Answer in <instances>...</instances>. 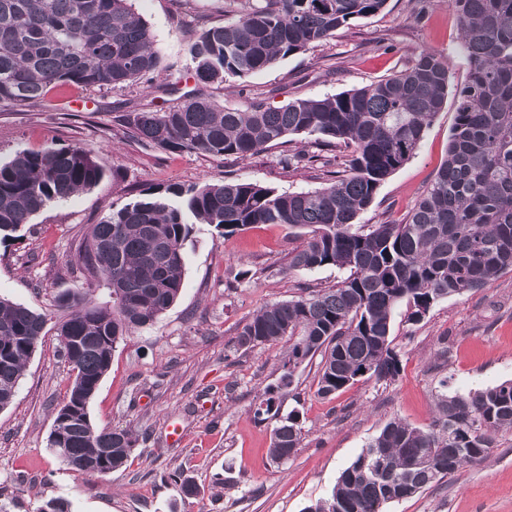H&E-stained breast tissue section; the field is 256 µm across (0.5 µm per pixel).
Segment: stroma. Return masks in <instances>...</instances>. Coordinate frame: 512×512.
I'll use <instances>...</instances> for the list:
<instances>
[{
  "label": "stroma",
  "mask_w": 512,
  "mask_h": 512,
  "mask_svg": "<svg viewBox=\"0 0 512 512\" xmlns=\"http://www.w3.org/2000/svg\"><path fill=\"white\" fill-rule=\"evenodd\" d=\"M254 0H133L159 53L158 82L199 90L224 107L245 109L251 97L280 107L370 85L411 65L427 49L448 63L449 96L415 155L379 188L357 224L401 222L445 161L456 116L455 92L467 79L459 22L448 0H388L384 10L351 22L307 51L221 85L198 84L189 47L201 26H221ZM171 95L137 84L114 90L81 87L50 92L24 108L0 107V160L15 151L77 144L96 156L106 175L94 188L36 215L20 239L0 241V296L53 313L57 295L81 287L75 249L112 210L143 190L178 183L223 182L225 175L277 191L321 187L315 170L284 169L289 147L314 151L295 137L243 160L144 147L123 136L121 117ZM306 241L281 224H257L224 236L195 225L184 244V286L153 325L126 338L89 406L98 428L146 433L126 467L100 479L67 469L48 448L54 410L73 381L55 333L32 354L13 404L0 411V512H34L62 497L73 512H304L327 498L340 473L383 426L398 418L428 428L436 396L512 380V271L482 288L435 302L418 321L399 306L391 346L400 360L390 380L365 377L330 399L317 396L318 363L295 372L282 412L298 409L303 442L281 465L269 457L272 422L253 417L265 388L277 386L289 343L240 348L236 336L260 308L291 299L305 286L331 288L346 276L328 266L287 271L289 252ZM245 279H237L238 271ZM183 469L200 489L183 497L170 475ZM385 512H512V431L494 436L487 457Z\"/></svg>",
  "instance_id": "obj_1"
}]
</instances>
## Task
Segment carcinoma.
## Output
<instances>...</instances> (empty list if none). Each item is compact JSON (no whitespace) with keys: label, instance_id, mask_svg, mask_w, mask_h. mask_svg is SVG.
<instances>
[{"label":"carcinoma","instance_id":"carcinoma-1","mask_svg":"<svg viewBox=\"0 0 512 512\" xmlns=\"http://www.w3.org/2000/svg\"><path fill=\"white\" fill-rule=\"evenodd\" d=\"M387 0H261L235 21L205 27L189 47L195 78L221 84L272 67L374 15ZM456 12L469 70L457 94L448 158L399 224L354 227L379 187L415 154L447 101L448 63L421 51L407 68L366 87L271 108L261 100L228 109L195 90L164 110L123 116L129 138L169 153L247 158L298 135L343 148L342 170L320 166L324 186L279 193L258 182L227 179L203 186L170 185L123 205L91 227L78 248L89 275L110 291L112 306L89 293L56 298L60 356L77 372L67 398L69 420L54 422L64 440L48 447L65 465L98 477L122 468L139 436L129 428L97 429L89 404L109 371L112 353L148 327L179 298L185 276L187 216L230 235L253 224L305 229L306 245L288 256V269L334 266L349 275L331 289L303 288L287 301L253 314L237 335L252 348L288 338L277 389L260 397L254 417L272 420L269 454L282 464L299 447L300 413L281 414L277 391L296 369L320 356L316 394L334 396L363 377L387 380L399 371L391 348L393 311L405 304L418 320L437 301L484 286L512 271V0H448ZM149 26L130 0H0V106L41 102L54 88H123L156 71ZM103 166L83 147L49 145L18 151L0 163V240L47 207L97 186ZM47 323L46 315L0 297V410L16 388ZM512 430V381L437 397L428 429L387 423L339 476L329 498L305 512H383L484 459L492 436ZM60 497L36 512H70Z\"/></svg>","mask_w":512,"mask_h":512}]
</instances>
